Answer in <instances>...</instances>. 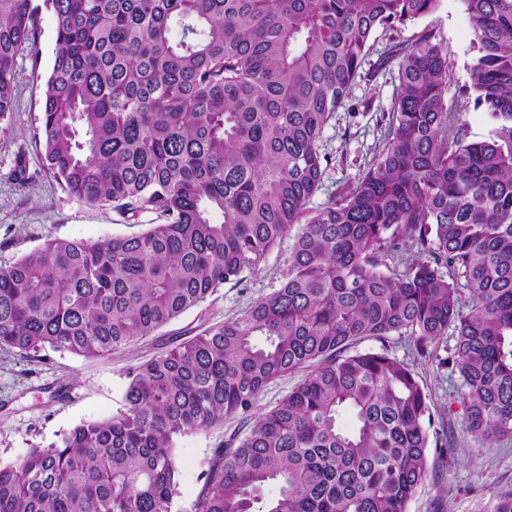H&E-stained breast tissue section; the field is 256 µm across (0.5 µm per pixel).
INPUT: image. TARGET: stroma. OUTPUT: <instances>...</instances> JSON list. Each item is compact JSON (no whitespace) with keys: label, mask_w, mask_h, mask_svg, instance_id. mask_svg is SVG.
I'll return each mask as SVG.
<instances>
[{"label":"stroma","mask_w":512,"mask_h":512,"mask_svg":"<svg viewBox=\"0 0 512 512\" xmlns=\"http://www.w3.org/2000/svg\"><path fill=\"white\" fill-rule=\"evenodd\" d=\"M39 7L37 53L16 58V105L0 123V265L13 262L50 238L98 241L145 230L156 222L153 213L129 223L112 207H91L70 198L43 168L42 147L34 137L39 123L41 89L50 70L55 46L53 13L44 0ZM434 31L448 53V104L456 108L465 141L487 139L493 122L475 104L471 67L478 49L463 0H439L436 11L415 21L378 30L349 97L325 126L321 148L326 154L322 186L309 203L323 207L352 187L384 145L388 113L396 97L397 68L378 67L385 46L413 42L423 31ZM24 160L27 184L13 177ZM291 240L273 251L266 270L246 276L237 286L225 285L202 306L183 314L158 334L103 358H85L47 349L33 357L0 348V462L21 460L29 449L47 448L85 421L110 417L122 405L130 368L166 350L180 335L198 333L207 325L244 311L253 301L279 288L288 271ZM454 335L440 337L428 355H418L407 336L386 341L367 339L362 351L388 350L416 372L429 397L434 427L448 435V449L429 451L428 474L407 504V512H495L501 494L512 491V440L485 444L462 430L464 409L460 381L445 360ZM248 431L240 418L228 417L206 430L180 436L175 459L180 472L173 512H191L213 450L230 436Z\"/></svg>","instance_id":"stroma-1"}]
</instances>
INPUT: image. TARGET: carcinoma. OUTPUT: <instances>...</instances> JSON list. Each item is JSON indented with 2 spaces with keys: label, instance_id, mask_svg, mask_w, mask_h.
<instances>
[{
  "label": "carcinoma",
  "instance_id": "1",
  "mask_svg": "<svg viewBox=\"0 0 512 512\" xmlns=\"http://www.w3.org/2000/svg\"><path fill=\"white\" fill-rule=\"evenodd\" d=\"M44 2L56 32L34 131L44 168L83 204L159 223L49 238L0 265V346L108 356L294 242L279 288L132 368L111 417L0 463V512H172L175 439L232 415L253 424L214 450L191 512H406L434 421L408 363L355 350L369 338L410 336L424 355L453 328L463 431L512 438V0H463L491 137L464 141L434 32L393 42L379 60L398 65L384 146L308 219L322 132L374 33L439 0ZM38 25L32 0H0V122ZM300 376L301 374L288 375L270 383L259 402L260 406L274 404L281 399L296 385Z\"/></svg>",
  "mask_w": 512,
  "mask_h": 512
}]
</instances>
